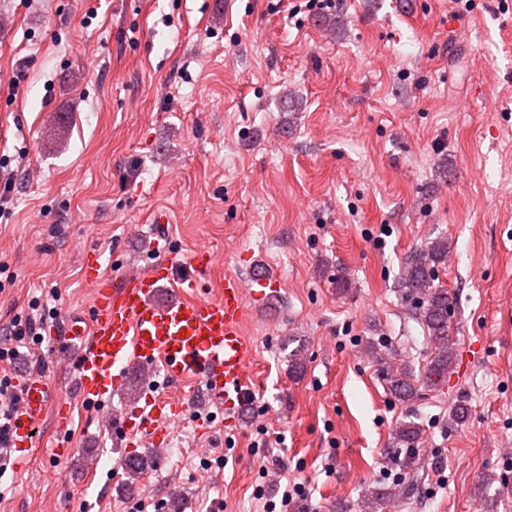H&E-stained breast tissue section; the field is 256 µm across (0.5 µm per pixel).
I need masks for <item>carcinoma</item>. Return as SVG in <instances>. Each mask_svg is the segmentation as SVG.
<instances>
[{
    "label": "carcinoma",
    "instance_id": "1",
    "mask_svg": "<svg viewBox=\"0 0 512 512\" xmlns=\"http://www.w3.org/2000/svg\"><path fill=\"white\" fill-rule=\"evenodd\" d=\"M448 258V240L438 238L425 248H416L405 258L403 276L397 287L416 306L417 314L427 327L438 348L423 377V383L435 387L448 378L453 364V348L448 337V317L451 303L448 290L436 284L435 271ZM387 384L390 393L406 400L417 392L413 372L398 366L387 370ZM422 428L415 421L403 422L394 435V447L412 449L417 447ZM150 458L138 457L123 463L130 479H135L149 469Z\"/></svg>",
    "mask_w": 512,
    "mask_h": 512
}]
</instances>
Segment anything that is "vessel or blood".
Masks as SVG:
<instances>
[{"label":"vessel or blood","mask_w":512,"mask_h":512,"mask_svg":"<svg viewBox=\"0 0 512 512\" xmlns=\"http://www.w3.org/2000/svg\"><path fill=\"white\" fill-rule=\"evenodd\" d=\"M152 247L160 261L147 268L109 277L98 255L84 259L83 275L94 288L87 316H70L51 335L76 347L74 381L83 402L113 426L126 448L159 442L184 411L182 399L160 394V386L204 384L209 403L236 423L254 396L247 377L256 341L244 326L251 315L240 277L225 272L217 297L204 296L202 285L217 263L216 254L198 246L186 251L170 237L166 224L153 226ZM171 289L167 302L160 289ZM144 375L143 401L132 412L112 415L113 390L130 367ZM20 403L8 425L16 471H24L37 445L36 430L49 412L62 407L59 386L38 374L19 382Z\"/></svg>","instance_id":"obj_1"}]
</instances>
